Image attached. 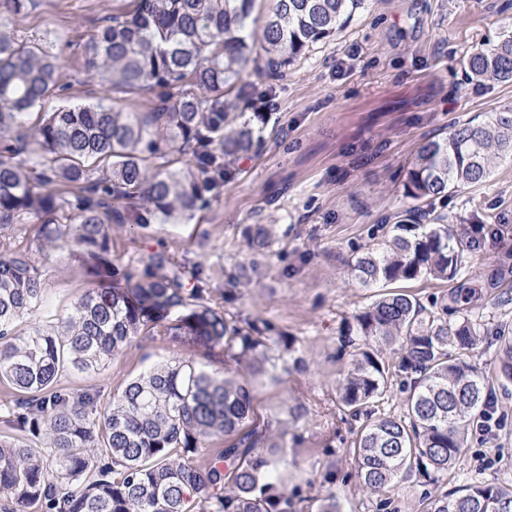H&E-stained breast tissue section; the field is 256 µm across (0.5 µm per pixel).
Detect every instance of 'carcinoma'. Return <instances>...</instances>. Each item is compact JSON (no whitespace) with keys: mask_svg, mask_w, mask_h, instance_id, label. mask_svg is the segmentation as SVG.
Masks as SVG:
<instances>
[{"mask_svg":"<svg viewBox=\"0 0 512 512\" xmlns=\"http://www.w3.org/2000/svg\"><path fill=\"white\" fill-rule=\"evenodd\" d=\"M258 0H130L85 43L86 66L112 90H152V112L101 103L45 112L33 132L20 133L27 111L55 87L58 58L40 39L22 40L8 17L32 0H0V228L26 213L46 216L51 243L76 247L97 288L74 307L62 329L18 330L41 299L31 259L0 250V382L20 396L0 408V499L18 507L44 502L50 512H299L300 500L282 490L278 464L286 449L267 442L253 420L245 380L218 376L192 360L160 365L131 380L101 416L88 395L55 389L64 371H95L112 353L144 334L176 336L211 354L267 373L271 346L258 322L238 324L211 306L202 285L186 289L184 271L164 254L150 258L133 279L112 262L110 228L124 223L116 201H144L146 228L157 217L192 213L202 192L232 176L231 165L253 151L258 131L238 121L233 101L253 100L240 82L252 59L250 23ZM361 0H274L263 25L261 50L268 75L281 77L315 45L333 37ZM472 76L512 81V28L470 53ZM173 155L183 167L154 170ZM512 157V109L487 123L465 124L425 143L411 160L405 194L443 197L461 185L480 184L495 161ZM46 165L49 183L38 192L27 169ZM474 238L447 224L392 225L381 252L358 258L364 285L432 277L453 280L466 265ZM398 291L382 294L355 316L364 339L342 383L341 401L352 415L371 416L369 403L388 376L411 380L406 419L377 418L363 428L358 474L381 489L405 471L438 478L448 472L462 433L485 414L487 386L475 365L452 357L469 349L477 332L467 320L448 323ZM500 376L512 381V328H502ZM400 343L389 363L380 344ZM222 434L230 444L203 469L196 457ZM47 447H38L41 439ZM433 512H512V486L472 485L433 502Z\"/></svg>","mask_w":512,"mask_h":512,"instance_id":"1","label":"carcinoma"}]
</instances>
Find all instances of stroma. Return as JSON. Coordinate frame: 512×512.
<instances>
[{"label": "stroma", "mask_w": 512, "mask_h": 512, "mask_svg": "<svg viewBox=\"0 0 512 512\" xmlns=\"http://www.w3.org/2000/svg\"><path fill=\"white\" fill-rule=\"evenodd\" d=\"M127 0H35L13 17L22 36L47 38L59 59L57 88L36 109L114 104L151 111L149 92H112L88 73L83 45ZM512 25V0H364L334 38L314 46L275 81L253 69L244 78L255 94L274 87L265 107L261 146L237 164L234 178L205 193L192 214L139 227L134 212L113 225L116 265L147 263L165 254L225 317L265 324L284 336L269 379L255 384L258 421H272L287 458V491L302 488L301 512H317L320 499L335 496L342 512H431L443 493L471 484L512 485V382L498 373L496 336L512 326V160L498 163L477 187L462 186L422 205L405 194L406 170L427 141L456 126L478 124L512 108V82L472 79L464 65L471 50L496 40ZM486 225L477 235L461 276L430 277L399 287L426 308L444 303L448 320H469L481 339L458 358L476 365L494 397L498 427L482 439L467 431L448 472L431 481L411 472L380 490L357 476L355 448L366 417L351 416L340 402V383L354 352L348 324L386 285H363L356 260L382 246L393 224ZM43 217L24 215L0 230V242L28 255L42 283L39 307L23 327L57 326L92 291L73 250L45 241ZM268 246L249 247L258 228ZM463 303L456 304L452 295ZM193 359L206 370L250 376L247 365L225 367L222 352L207 356L170 336H139L91 373H63L67 393L97 394L105 411L133 378L150 368Z\"/></svg>", "instance_id": "stroma-1"}]
</instances>
